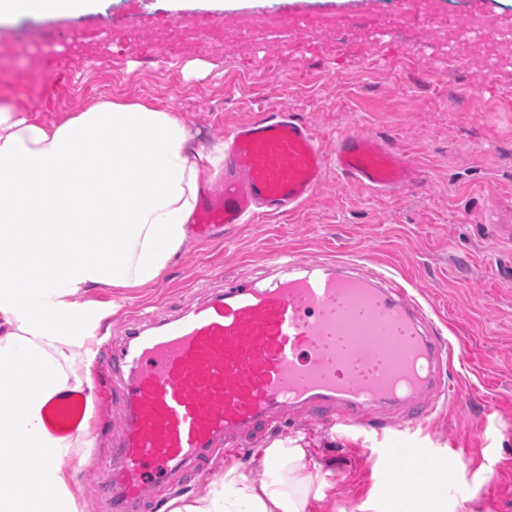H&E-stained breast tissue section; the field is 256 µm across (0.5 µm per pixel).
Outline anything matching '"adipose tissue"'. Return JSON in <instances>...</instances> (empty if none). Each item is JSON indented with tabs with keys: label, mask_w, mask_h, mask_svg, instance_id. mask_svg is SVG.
<instances>
[{
	"label": "adipose tissue",
	"mask_w": 512,
	"mask_h": 512,
	"mask_svg": "<svg viewBox=\"0 0 512 512\" xmlns=\"http://www.w3.org/2000/svg\"><path fill=\"white\" fill-rule=\"evenodd\" d=\"M98 0H0V20L78 16ZM175 113L105 98L59 124L0 103V512H76L63 466L81 437L45 407L77 390L107 316L90 294L154 283L184 246L206 169ZM268 481L229 466L168 512H305L300 456L271 452Z\"/></svg>",
	"instance_id": "ef3b65f1"
}]
</instances>
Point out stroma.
I'll use <instances>...</instances> for the list:
<instances>
[{
  "instance_id": "1",
  "label": "stroma",
  "mask_w": 512,
  "mask_h": 512,
  "mask_svg": "<svg viewBox=\"0 0 512 512\" xmlns=\"http://www.w3.org/2000/svg\"><path fill=\"white\" fill-rule=\"evenodd\" d=\"M415 7L441 19L476 12L512 24V0H100L97 13L24 17L0 23V102L59 123L100 98H124L177 113L206 152H224V134L265 112L296 113L325 150L356 131L379 136L414 158L416 183L399 194L368 192L328 167L315 197L289 220L262 217L226 225L209 239L189 237L171 267L145 288H107L111 309L100 335L124 346L138 314L182 312L220 288L222 279L264 284L271 253L349 259L389 271L435 321L453 322L463 361L451 375L466 402L408 429L389 415L383 432L344 430L288 409L272 438L243 454L213 457L202 469L174 472L163 500L208 493L227 467L254 483L270 474L268 448L303 455L307 512H394L384 487L405 449H426L438 490L424 512H512V68L484 75L486 41L467 45L465 67L425 68L423 55L446 53L438 32L393 36L383 23ZM177 18L219 28L222 43L186 53L162 71L163 44L136 34ZM362 41L361 54L349 45ZM308 42L301 57L284 46ZM65 111H57L58 102ZM126 408L108 396L87 425L82 447L64 464L77 512H114L93 462H110ZM458 455L448 475L449 455Z\"/></svg>"
}]
</instances>
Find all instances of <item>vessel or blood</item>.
Here are the masks:
<instances>
[{"label": "vessel or blood", "instance_id": "b4317fda", "mask_svg": "<svg viewBox=\"0 0 512 512\" xmlns=\"http://www.w3.org/2000/svg\"><path fill=\"white\" fill-rule=\"evenodd\" d=\"M331 165L375 193L402 191L416 178L413 162L385 139L346 132L328 154L304 119L267 113L225 135L224 174L203 194L198 234L294 214ZM273 259L278 276L269 285L225 284L107 354L98 384L118 381L127 408L114 450L120 467L98 469L116 512H141L147 488L185 464L239 450L243 437H263L289 407L342 428H374L383 406H403L414 427L436 399L463 404L461 389L440 375L452 342L403 285L318 257L280 251ZM87 408L83 392L52 400L49 425L74 431Z\"/></svg>", "mask_w": 512, "mask_h": 512}]
</instances>
